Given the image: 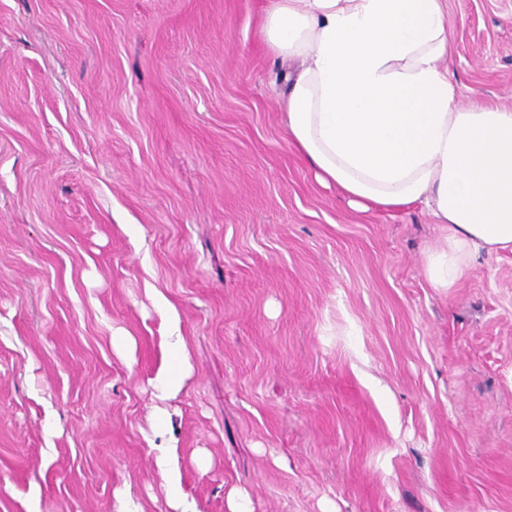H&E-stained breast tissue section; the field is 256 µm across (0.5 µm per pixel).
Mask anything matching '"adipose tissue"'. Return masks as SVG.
Masks as SVG:
<instances>
[{"label": "adipose tissue", "instance_id": "obj_1", "mask_svg": "<svg viewBox=\"0 0 512 512\" xmlns=\"http://www.w3.org/2000/svg\"><path fill=\"white\" fill-rule=\"evenodd\" d=\"M445 0H267L261 35L287 63L288 137L352 208L420 203L447 233L426 258L455 287L512 251V109L461 107L443 59Z\"/></svg>", "mask_w": 512, "mask_h": 512}]
</instances>
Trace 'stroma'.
<instances>
[{"label": "stroma", "mask_w": 512, "mask_h": 512, "mask_svg": "<svg viewBox=\"0 0 512 512\" xmlns=\"http://www.w3.org/2000/svg\"><path fill=\"white\" fill-rule=\"evenodd\" d=\"M447 2L512 109V0ZM255 6L0 0V512H171V445L188 512H512V252L434 288L425 206L322 187ZM177 341L169 349V355L176 358L180 365V375L177 377L172 376L170 373L165 380L163 391L167 393L178 392L182 386L184 379L190 375L191 364L189 362V352L184 340L177 336Z\"/></svg>", "instance_id": "35a3bbf8"}]
</instances>
